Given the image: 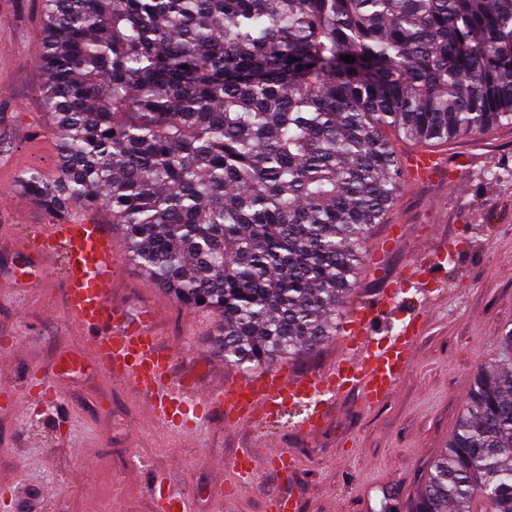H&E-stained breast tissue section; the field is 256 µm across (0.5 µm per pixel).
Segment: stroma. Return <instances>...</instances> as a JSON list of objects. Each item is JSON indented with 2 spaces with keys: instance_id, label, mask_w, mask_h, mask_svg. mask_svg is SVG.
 Instances as JSON below:
<instances>
[{
  "instance_id": "obj_1",
  "label": "stroma",
  "mask_w": 512,
  "mask_h": 512,
  "mask_svg": "<svg viewBox=\"0 0 512 512\" xmlns=\"http://www.w3.org/2000/svg\"><path fill=\"white\" fill-rule=\"evenodd\" d=\"M41 0H16L0 21V178L36 166L55 169L53 122L41 89ZM443 174L405 178L383 223L372 225L347 308L372 302L404 266L417 283L400 289L373 336L399 335L422 314L416 362L396 394L378 407L343 397L321 432L300 434L305 407L288 410L275 439L298 461L299 512H379L384 495L407 507L444 450L478 371L500 361L498 338L512 326V179L490 181L488 167L512 169V125L480 139L449 141ZM50 213L8 193L0 201V385L23 389L33 369L71 358L60 404L0 406V512H155L154 484L181 493L189 512H215L225 494V463L249 447L245 429L214 419L195 436L156 427L129 384L105 380L82 360L84 339L66 327L61 264L25 288L11 276L18 252L49 223ZM112 298L135 313L153 309L159 338L176 347L173 371L209 383L238 376L212 349L217 318L177 304L129 267ZM282 484L262 471L235 497L232 512H268Z\"/></svg>"
}]
</instances>
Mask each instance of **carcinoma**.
Instances as JSON below:
<instances>
[{"label": "carcinoma", "mask_w": 512, "mask_h": 512, "mask_svg": "<svg viewBox=\"0 0 512 512\" xmlns=\"http://www.w3.org/2000/svg\"><path fill=\"white\" fill-rule=\"evenodd\" d=\"M42 19L59 170L16 194L106 207L131 265L213 309L244 371L336 335L403 189L394 140L512 125V0H43ZM480 500L512 512L507 363L478 373L411 512Z\"/></svg>", "instance_id": "cac0c4a2"}]
</instances>
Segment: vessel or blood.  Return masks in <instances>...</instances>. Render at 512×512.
<instances>
[{"instance_id":"vessel-or-blood-1","label":"vessel or blood","mask_w":512,"mask_h":512,"mask_svg":"<svg viewBox=\"0 0 512 512\" xmlns=\"http://www.w3.org/2000/svg\"><path fill=\"white\" fill-rule=\"evenodd\" d=\"M439 165V157L431 153L404 162L418 178L431 177ZM23 251L42 269L62 256L60 286L67 325L84 337L93 366L109 379L130 383L153 422L183 436L194 432L202 418H220L227 425L256 432L273 428L279 426L284 407L304 399L309 407L299 430L313 435L341 392H355L367 407L380 405L395 394L414 361V336H395L380 345L367 329L372 310L358 307L351 315L356 326L353 336L344 338L340 356L325 370L310 375L269 371L237 378L227 386L207 387L174 376L173 353L162 345L151 309L132 317L112 303L110 288L123 265L106 225L86 213L72 214L47 225ZM24 396L59 403L62 390L56 370L35 369L23 391L0 389V405L17 407ZM262 468L289 480L297 464L287 449L264 442L235 457L225 472V484L230 489L247 485Z\"/></svg>"}]
</instances>
